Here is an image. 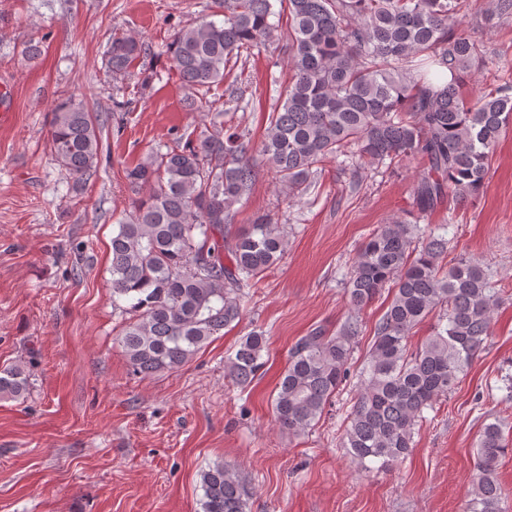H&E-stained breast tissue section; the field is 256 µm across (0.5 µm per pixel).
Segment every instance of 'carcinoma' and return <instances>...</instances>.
I'll return each instance as SVG.
<instances>
[{
	"label": "carcinoma",
	"instance_id": "cac0c4a2",
	"mask_svg": "<svg viewBox=\"0 0 512 512\" xmlns=\"http://www.w3.org/2000/svg\"><path fill=\"white\" fill-rule=\"evenodd\" d=\"M224 0V18L182 27L168 51L192 91L187 107L210 128L185 134L129 170L138 198L112 237V306L128 315L119 343L132 370L148 377L178 370L239 321L252 288L284 254L282 225L262 215L232 241L222 229L247 196L257 172L254 143L224 125V107L208 98L241 51L267 48L288 28L291 82L268 116L259 152L288 199L307 193L320 165L348 155L352 166L391 169L420 157L414 187L421 214L465 203L483 188L488 160L512 129V81L470 99L467 78L488 65L484 43L463 28L464 0ZM146 54L133 35L112 37V79ZM102 124L70 96L52 110L50 148L82 187L98 175ZM356 150L347 152L348 146ZM448 238L417 224L378 225L361 245L345 279L354 309L392 289L375 325L342 446L359 466H391L414 447L424 412L448 398L460 375L492 335L500 289L485 265L469 258L443 270ZM436 317L413 349V328ZM359 332L357 318L330 335L316 328L289 352L276 388L279 426L305 434L347 380ZM266 336L253 330L224 358L227 376L245 389L263 366ZM30 373L0 369V398L22 400ZM512 441L497 422L476 445L473 490L464 512H512L497 477ZM202 512H248L250 488L215 463L201 473Z\"/></svg>",
	"mask_w": 512,
	"mask_h": 512
}]
</instances>
